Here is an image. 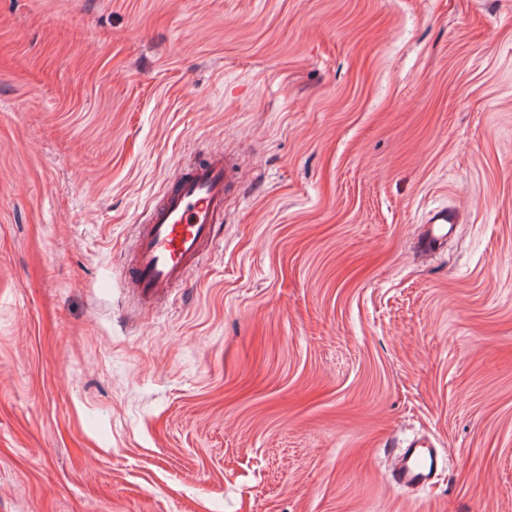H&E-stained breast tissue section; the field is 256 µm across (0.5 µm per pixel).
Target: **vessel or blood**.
Returning a JSON list of instances; mask_svg holds the SVG:
<instances>
[{
	"label": "vessel or blood",
	"mask_w": 512,
	"mask_h": 512,
	"mask_svg": "<svg viewBox=\"0 0 512 512\" xmlns=\"http://www.w3.org/2000/svg\"><path fill=\"white\" fill-rule=\"evenodd\" d=\"M237 179L231 157L209 156L181 173L151 208L139 227L126 268L127 280L141 302L160 298L198 265L215 240L216 225L224 221V203ZM457 221L453 210L431 211L420 238L421 249L441 245ZM436 469L434 446L413 440L400 452L390 479L401 488L418 489L431 483Z\"/></svg>",
	"instance_id": "b4317fda"
}]
</instances>
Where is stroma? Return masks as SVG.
Returning <instances> with one entry per match:
<instances>
[{"label": "stroma", "instance_id": "obj_1", "mask_svg": "<svg viewBox=\"0 0 512 512\" xmlns=\"http://www.w3.org/2000/svg\"><path fill=\"white\" fill-rule=\"evenodd\" d=\"M214 152L216 242L138 309ZM0 512H512V0H0ZM238 179L231 157L215 154L170 185L139 225L126 277L143 303H151L181 283L215 240L224 222V203ZM458 216L451 209H436L429 213L420 238L422 251H431L441 245L455 228ZM437 452L433 445L421 440L408 442L390 473L391 481L404 489L425 487L435 478Z\"/></svg>", "mask_w": 512, "mask_h": 512}]
</instances>
